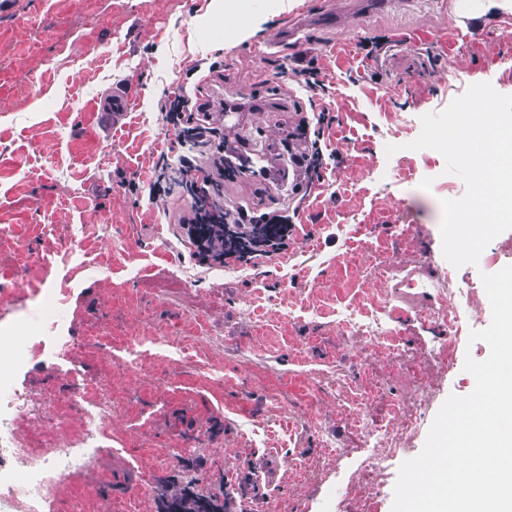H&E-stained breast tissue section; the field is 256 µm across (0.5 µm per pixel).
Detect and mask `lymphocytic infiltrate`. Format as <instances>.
I'll list each match as a JSON object with an SVG mask.
<instances>
[{"instance_id":"obj_1","label":"lymphocytic infiltrate","mask_w":512,"mask_h":512,"mask_svg":"<svg viewBox=\"0 0 512 512\" xmlns=\"http://www.w3.org/2000/svg\"><path fill=\"white\" fill-rule=\"evenodd\" d=\"M298 84L308 94L311 107L317 108L318 127L328 128L335 121L324 101L325 84L314 63L295 68ZM163 121L172 126L180 139L210 151V169L200 170L191 160H181L172 168L167 154L154 164L150 191L169 194V182L178 179L191 198L188 211L179 217L181 229L194 246V254L205 263L221 265L257 264L283 254L288 249L295 226L287 212H258L242 205L224 202V130L210 121V104L178 90L160 104Z\"/></svg>"}]
</instances>
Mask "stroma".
Returning <instances> with one entry per match:
<instances>
[{"instance_id": "35a3bbf8", "label": "stroma", "mask_w": 512, "mask_h": 512, "mask_svg": "<svg viewBox=\"0 0 512 512\" xmlns=\"http://www.w3.org/2000/svg\"><path fill=\"white\" fill-rule=\"evenodd\" d=\"M0 14V336L26 359L0 433L64 447L82 401L67 372L111 402L99 455L57 482L45 512H161L165 489L216 495L226 512H391L400 465L422 450L449 395L475 387L460 340L428 317L452 289L465 331L491 323L482 274L512 265V230L477 265L441 250L445 199L466 185L444 156L414 151L421 118L477 83L512 95V19L473 0H12ZM232 30L207 25L218 8ZM468 23L461 37L457 25ZM385 44L372 58L359 44ZM224 61L204 78L192 67ZM315 62L336 117L321 181L305 184L284 150L309 105L285 65ZM210 99L211 121L252 159L226 201L278 207L308 194L287 251L256 267L193 258L175 216L180 188L148 193L154 162L182 146L159 104L178 86ZM131 90L123 125L92 107ZM239 112L237 123L225 108ZM395 146L387 154V146ZM139 183L132 196L128 183ZM375 393L361 398L366 379ZM413 419L403 430L404 419ZM399 432L376 467L375 429Z\"/></svg>"}]
</instances>
